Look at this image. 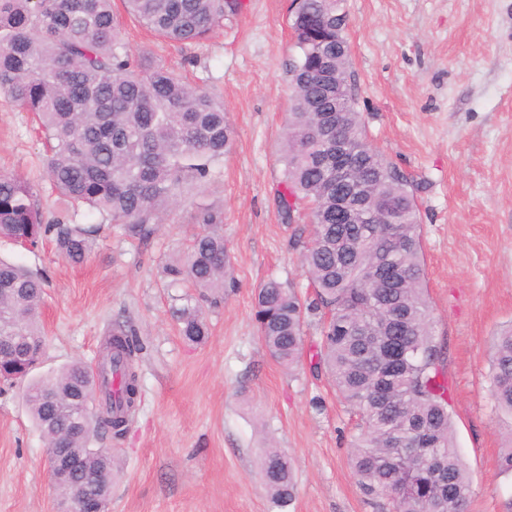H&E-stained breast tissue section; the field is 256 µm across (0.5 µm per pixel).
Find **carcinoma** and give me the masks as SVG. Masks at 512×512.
<instances>
[{
  "label": "carcinoma",
  "instance_id": "1",
  "mask_svg": "<svg viewBox=\"0 0 512 512\" xmlns=\"http://www.w3.org/2000/svg\"><path fill=\"white\" fill-rule=\"evenodd\" d=\"M125 12L157 37L196 43L209 37L237 0H122ZM336 0H297L292 29L298 56L281 161L279 210L290 224L303 211L301 267L316 298L305 303L276 278L255 295L254 320L272 358L286 368L304 353V325L321 319L316 367L358 416L350 465L362 492L390 512H462L471 495L467 467L457 451L448 411L443 347L433 331L421 262L417 204L407 174L368 139L354 87H342L340 111L313 75L326 61L331 74L351 77L350 51ZM0 91L33 115L43 137L49 181L73 212L84 207L131 240L149 239L185 193L209 182L232 141L224 105L210 92L146 57L134 58L123 40L113 0H0ZM341 136L368 187L357 224L336 222L334 156ZM202 225L187 253L164 266L167 287L186 282L224 294L233 286L223 215L200 207ZM98 227L49 223L33 187L20 175H0V238L35 248L48 240L72 264L90 255ZM44 279L0 259V323L23 343L42 346ZM180 335L205 342L209 327L195 306L177 310ZM107 355L93 374L81 361L34 378L24 394L48 453L76 448L94 487L109 499L116 461L90 443L127 432L139 398L135 330H109ZM40 363L17 366L16 350L0 348V381L27 377ZM120 376L118 392L91 406L82 426L73 417L100 392L98 380ZM492 396L512 416V327L495 337ZM71 397L53 405L49 397ZM262 474L272 500L294 495L293 462L278 448L266 451Z\"/></svg>",
  "mask_w": 512,
  "mask_h": 512
}]
</instances>
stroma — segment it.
<instances>
[{"instance_id":"obj_1","label":"stroma","mask_w":512,"mask_h":512,"mask_svg":"<svg viewBox=\"0 0 512 512\" xmlns=\"http://www.w3.org/2000/svg\"><path fill=\"white\" fill-rule=\"evenodd\" d=\"M357 108L371 143L412 176L434 331L456 445L471 478L470 512H512V477L499 457L512 417L492 398V339L512 326V0H342ZM291 0H239L208 39H156L125 19L133 56L146 55L217 92L234 129L213 180L172 207L147 241L102 224L89 258L73 265L51 244L24 249L0 240V256L45 279L46 375L80 360L98 363L114 322L144 345L142 399L128 433L104 439L121 461L108 512H379L350 467L356 418L314 367L318 316L304 326L293 369L269 355L253 320L269 277L305 298L314 291L283 223L278 194L296 56ZM34 184L46 221L68 214L45 173L29 113L0 93V174ZM207 205L224 216L236 286L218 302L167 287L163 266L200 232ZM199 306L208 340L186 343L175 311ZM0 385V512H57L45 442L23 395ZM294 462L295 497L275 507L261 476L269 447Z\"/></svg>"}]
</instances>
